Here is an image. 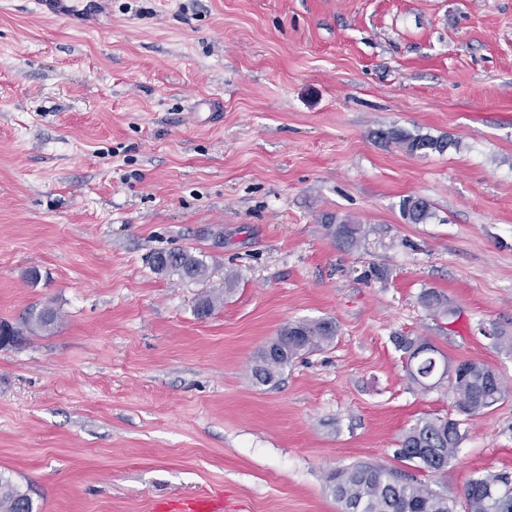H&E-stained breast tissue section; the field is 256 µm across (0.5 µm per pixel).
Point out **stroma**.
<instances>
[{"label":"stroma","mask_w":512,"mask_h":512,"mask_svg":"<svg viewBox=\"0 0 512 512\" xmlns=\"http://www.w3.org/2000/svg\"><path fill=\"white\" fill-rule=\"evenodd\" d=\"M393 127L455 145L410 155ZM171 249L206 276L157 272ZM46 307L53 329L0 349V471L40 512H342L327 477L363 462L466 512L470 479L512 472V394L420 471L398 440L455 396L409 385L394 339L512 387L484 335L512 336V0H112L92 32L0 0V320ZM298 320L336 335L256 384ZM405 220L411 224H424L432 218L431 204L422 197L408 196L401 203ZM328 227L336 243L347 248L356 246L363 232L360 224H353L349 219L336 218V224H329ZM158 512H222L224 499L222 496L205 494L195 496L183 502L163 503L156 507Z\"/></svg>","instance_id":"35a3bbf8"}]
</instances>
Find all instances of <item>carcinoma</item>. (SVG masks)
Masks as SVG:
<instances>
[{
    "label": "carcinoma",
    "instance_id": "carcinoma-1",
    "mask_svg": "<svg viewBox=\"0 0 512 512\" xmlns=\"http://www.w3.org/2000/svg\"><path fill=\"white\" fill-rule=\"evenodd\" d=\"M382 139L402 147L411 155L426 156L444 153L453 146L446 137L412 134L400 128L382 132ZM405 220L424 224L432 218L431 204L422 197L408 196L401 203ZM336 243L354 247L362 235L361 225L339 219L329 225ZM155 267L170 272L182 280H198L205 276L202 260L187 250L160 253ZM421 305L433 315L449 313L448 300L433 290L421 294ZM57 313L44 308L31 313L20 324L0 322V348L16 346L26 340L25 332L48 330L55 326ZM336 335V325L330 320L293 321L284 325L273 340L265 345L253 360L252 377L259 385H269L294 360L329 344ZM395 344L404 354L406 379L410 385L430 389L448 383L456 397L458 419L421 418L400 440L394 455L436 476L445 473L456 458L466 436L462 426L503 400L507 389L501 376L490 366L475 361L451 365L447 357L431 343L422 339L398 337ZM512 475L503 472L477 476L466 485L464 496L467 512H512V487L507 481ZM329 489L343 505L344 512H453L448 498L430 486L404 477L384 466L355 465L332 471L327 476ZM0 512H37L30 493L12 478L0 474Z\"/></svg>",
    "mask_w": 512,
    "mask_h": 512
}]
</instances>
